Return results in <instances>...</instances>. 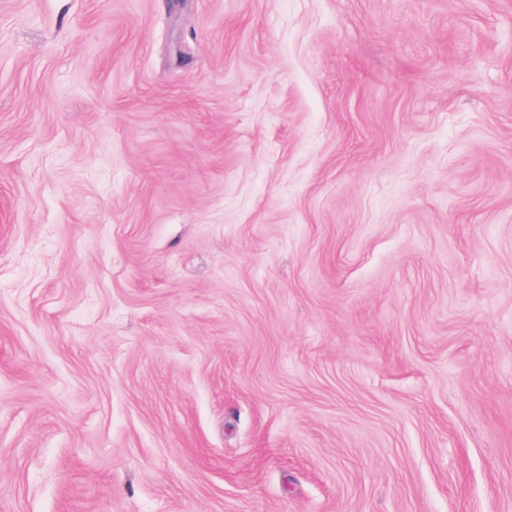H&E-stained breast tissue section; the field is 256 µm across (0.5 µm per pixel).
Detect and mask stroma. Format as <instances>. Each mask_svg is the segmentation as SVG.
I'll return each instance as SVG.
<instances>
[{
	"label": "stroma",
	"instance_id": "stroma-1",
	"mask_svg": "<svg viewBox=\"0 0 512 512\" xmlns=\"http://www.w3.org/2000/svg\"><path fill=\"white\" fill-rule=\"evenodd\" d=\"M0 512H512V0H0Z\"/></svg>",
	"mask_w": 512,
	"mask_h": 512
}]
</instances>
